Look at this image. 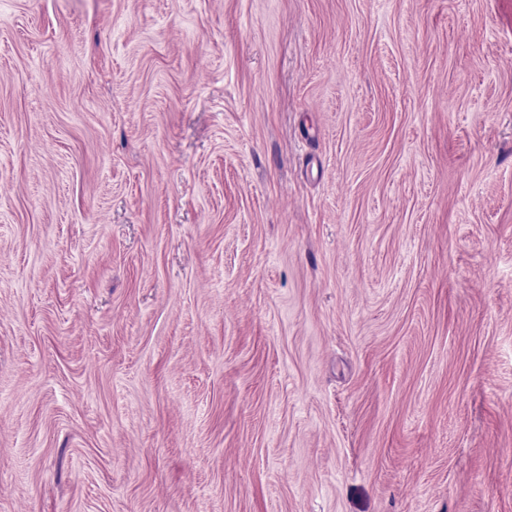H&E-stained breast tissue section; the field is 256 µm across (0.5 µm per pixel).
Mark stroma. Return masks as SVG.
Here are the masks:
<instances>
[{
  "instance_id": "35a3bbf8",
  "label": "stroma",
  "mask_w": 512,
  "mask_h": 512,
  "mask_svg": "<svg viewBox=\"0 0 512 512\" xmlns=\"http://www.w3.org/2000/svg\"><path fill=\"white\" fill-rule=\"evenodd\" d=\"M0 512H512V0H0Z\"/></svg>"
}]
</instances>
